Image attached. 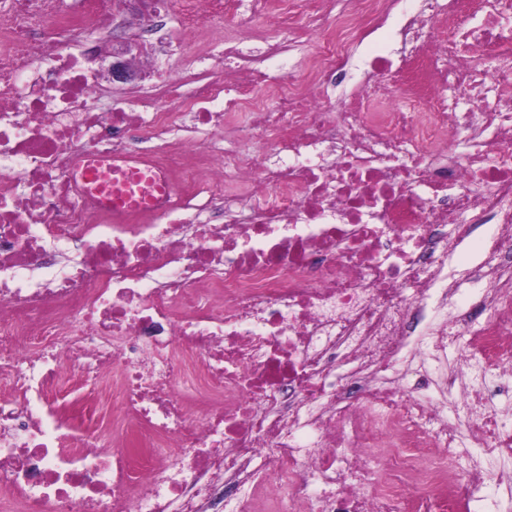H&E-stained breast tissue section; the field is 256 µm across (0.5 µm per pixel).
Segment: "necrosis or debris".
Masks as SVG:
<instances>
[{
    "mask_svg": "<svg viewBox=\"0 0 512 512\" xmlns=\"http://www.w3.org/2000/svg\"><path fill=\"white\" fill-rule=\"evenodd\" d=\"M116 0H0V487L21 512H461L512 427V0L311 11L307 74L96 109ZM178 8L169 52L283 0ZM396 21L411 53L325 85ZM262 150L224 142L226 90ZM196 140L176 138L183 128ZM136 158L139 205L93 162ZM475 243L458 272L453 255ZM473 334L456 365L448 346ZM484 465L456 477L451 451Z\"/></svg>",
    "mask_w": 512,
    "mask_h": 512,
    "instance_id": "1",
    "label": "necrosis or debris"
}]
</instances>
